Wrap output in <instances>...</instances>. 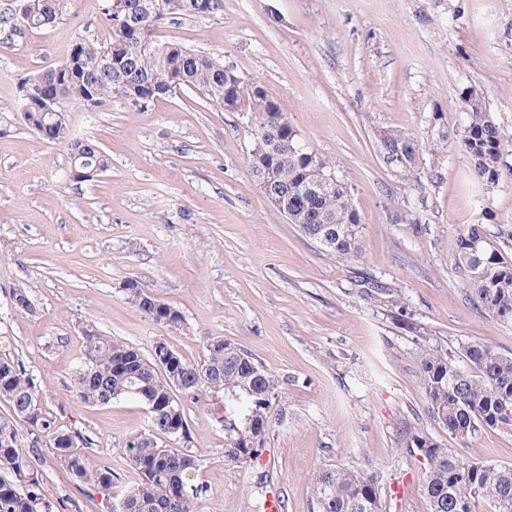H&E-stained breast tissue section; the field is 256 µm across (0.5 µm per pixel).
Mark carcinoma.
I'll return each instance as SVG.
<instances>
[{
  "instance_id": "cac0c4a2",
  "label": "carcinoma",
  "mask_w": 512,
  "mask_h": 512,
  "mask_svg": "<svg viewBox=\"0 0 512 512\" xmlns=\"http://www.w3.org/2000/svg\"><path fill=\"white\" fill-rule=\"evenodd\" d=\"M103 0L101 16L112 39L98 43L78 35L67 46L62 63L22 80L36 86L44 101L95 110L114 97L134 109L143 108L181 88L199 92L207 102L222 109L240 104L249 115L257 140L280 139L275 157L281 185L293 188L314 176L316 164L331 171L330 164L301 142L298 131L281 116L272 92L258 80L234 82L231 97L224 96L227 74L224 63L190 48L158 38L157 29L177 17H198L221 11L224 0ZM69 0H17L15 13L0 24L17 28L25 15L31 27L56 23ZM88 66L81 76L67 77L63 67L71 58ZM467 124L457 151L469 164L473 179L492 187L498 182L504 144L496 125L483 112L482 101L472 91L464 99ZM398 149L405 163L388 158ZM420 145L415 137L391 131L379 142L386 165L411 173ZM71 154L88 152L90 165L106 172V153L91 142L73 141ZM295 224L311 240L326 229L336 232L329 255L346 258L360 251L361 217L354 208L350 189L341 182L298 199L292 204ZM454 260L468 273L473 300L480 309L502 322L512 321V263L487 238L483 225L468 224L459 232ZM126 294L136 291L135 305L157 325L178 331L183 324L179 310L147 294L134 279L126 280ZM15 309L34 311L25 289L10 293ZM467 367L455 356L432 353L422 358L419 381L434 421L464 444L482 430L512 431V356L474 343L464 349ZM83 367L71 392L88 406L107 405L124 397H136L133 389L146 387L156 407L149 428L132 433L125 441L124 459L136 477L116 493L114 472L94 468L81 451L88 439L79 431L64 429L47 412L41 388L19 359L0 354V401L9 413L0 414V512H60V503L44 488V472L29 456L26 445H41L55 465L65 470L79 491L91 487L103 495L107 512H199L201 488L192 484L197 457L192 450L189 424L179 393L199 396L222 393L224 401L238 409L237 418L225 421L229 443L224 458L243 464L259 456L267 437L272 410L278 398L275 379L247 351L228 340L216 339L206 346L203 362L193 363L172 347L145 355L136 347L102 335L93 326L83 333ZM181 381L177 389L173 378ZM404 443L418 453L428 468L422 493L429 512H473L475 502L488 497L492 512H512V466L490 464L460 455L429 432L410 428ZM318 512H386L376 475L330 467L322 469L312 485Z\"/></svg>"
}]
</instances>
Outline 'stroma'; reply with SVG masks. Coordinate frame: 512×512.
<instances>
[{
    "instance_id": "stroma-1",
    "label": "stroma",
    "mask_w": 512,
    "mask_h": 512,
    "mask_svg": "<svg viewBox=\"0 0 512 512\" xmlns=\"http://www.w3.org/2000/svg\"><path fill=\"white\" fill-rule=\"evenodd\" d=\"M78 35L110 39L99 0H71L49 27L0 24V352L33 373L59 426L91 438L94 467L129 482L122 448L148 412L130 397L73 398L89 325L146 354L166 342L192 362L227 339L279 385L264 449L245 464L224 458L223 395L182 397L202 512H258L271 494L285 512H317L312 484L330 466L374 473L387 512H428L427 464L404 443L413 426L465 457L512 465V432L460 443L431 417L417 377L435 350L483 343L512 356V324L476 305L453 261L467 224L484 225L512 261V0H224L221 12L159 29L263 82L330 162L362 225L360 253L342 259L259 188L247 116L188 88L139 110L119 98L73 108L72 137L110 159L107 172L73 181L65 145L30 130L15 105L22 79L59 65ZM472 89L507 150L491 190L456 150ZM389 130L419 141L413 175L380 156ZM130 278L181 312V330L128 300ZM17 287L33 313L12 306ZM39 467L61 512H101L100 496L79 492L48 453Z\"/></svg>"
}]
</instances>
